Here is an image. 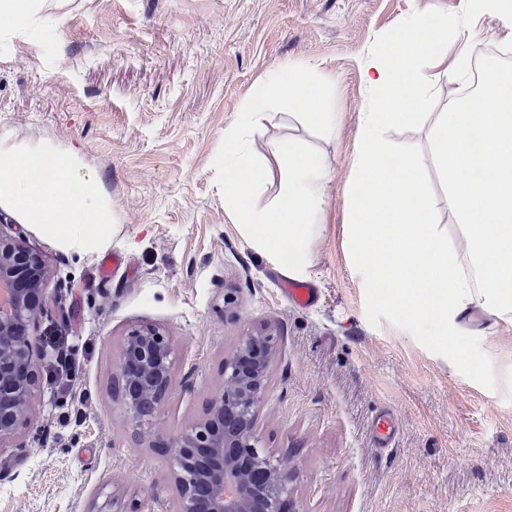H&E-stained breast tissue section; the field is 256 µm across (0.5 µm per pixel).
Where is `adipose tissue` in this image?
<instances>
[{
  "label": "adipose tissue",
  "mask_w": 512,
  "mask_h": 512,
  "mask_svg": "<svg viewBox=\"0 0 512 512\" xmlns=\"http://www.w3.org/2000/svg\"><path fill=\"white\" fill-rule=\"evenodd\" d=\"M330 83L301 66L271 70L243 99L224 133V210L256 250L273 257L289 277L306 278L310 245L320 236L328 170L320 155L294 139L270 143L269 156L254 159L247 138L267 119L277 98L315 104L305 119L325 135L336 131L329 109ZM276 191L259 202L262 187ZM0 207L59 249L77 255L107 249L116 232L112 203L82 152L49 141L0 136Z\"/></svg>",
  "instance_id": "obj_1"
}]
</instances>
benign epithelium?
<instances>
[{
    "label": "benign epithelium",
    "mask_w": 512,
    "mask_h": 512,
    "mask_svg": "<svg viewBox=\"0 0 512 512\" xmlns=\"http://www.w3.org/2000/svg\"><path fill=\"white\" fill-rule=\"evenodd\" d=\"M50 270L21 236L0 231V446L27 423L41 350L32 326L44 312ZM275 333L246 335L224 358V385L203 415L165 442L178 489L174 512H298L289 498L296 473L276 465L255 431ZM174 352L156 328L127 335L117 370L128 420L152 422L175 390Z\"/></svg>",
    "instance_id": "1"
}]
</instances>
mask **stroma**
Returning a JSON list of instances; mask_svg holds the SVG:
<instances>
[{
  "label": "stroma",
  "instance_id": "stroma-1",
  "mask_svg": "<svg viewBox=\"0 0 512 512\" xmlns=\"http://www.w3.org/2000/svg\"><path fill=\"white\" fill-rule=\"evenodd\" d=\"M464 0H66L42 27L0 33V134L76 145L99 175L126 267L98 275L102 254L66 253L11 213L52 271L31 421L0 450V512H173L178 492L159 445L197 420L224 383L226 356L270 326L277 353L256 433L305 512H512V326L474 311L467 325L492 362L488 390L381 320L371 326L349 250L345 193L377 35L415 10ZM512 56V24L478 17L448 46ZM332 76L340 119L322 136L274 102L251 153L297 139L329 170L311 244L307 308L286 275L224 212V131L271 69ZM238 291L234 315L224 291ZM156 326L176 355L177 384L150 426L120 402L117 363L129 330ZM396 431L380 444L376 423Z\"/></svg>",
  "mask_w": 512,
  "mask_h": 512
}]
</instances>
